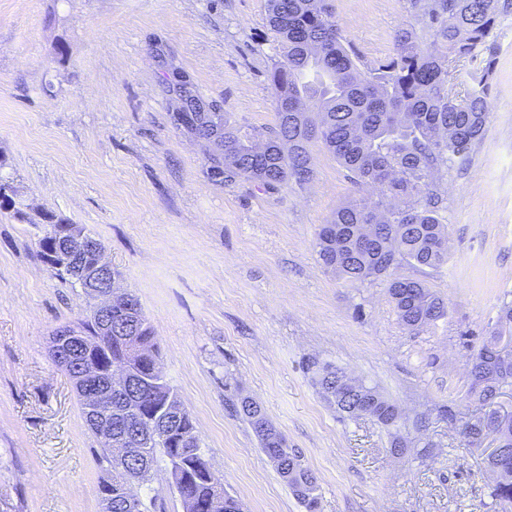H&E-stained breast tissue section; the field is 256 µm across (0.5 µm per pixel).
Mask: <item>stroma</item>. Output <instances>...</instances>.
<instances>
[{"instance_id": "1", "label": "stroma", "mask_w": 512, "mask_h": 512, "mask_svg": "<svg viewBox=\"0 0 512 512\" xmlns=\"http://www.w3.org/2000/svg\"><path fill=\"white\" fill-rule=\"evenodd\" d=\"M328 2L369 60L392 55L413 20L408 0ZM501 3L484 135L433 172L448 261L397 269L447 306L413 331L385 282L337 277L318 258L319 228L360 195L321 144L306 184L228 187L173 122L176 69L236 126L274 123L266 0H0V176L19 189L0 209V512H100L101 442L50 357L53 330L91 300L40 256L50 216L104 244L244 512H305L235 412L245 398L315 473L317 512H512L483 470L493 436L471 447L459 434L470 358L512 302V0ZM312 360L377 387L396 428L337 413ZM137 493L152 512H183L164 464Z\"/></svg>"}]
</instances>
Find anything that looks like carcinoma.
Listing matches in <instances>:
<instances>
[{"instance_id": "obj_1", "label": "carcinoma", "mask_w": 512, "mask_h": 512, "mask_svg": "<svg viewBox=\"0 0 512 512\" xmlns=\"http://www.w3.org/2000/svg\"><path fill=\"white\" fill-rule=\"evenodd\" d=\"M415 22L394 37V53L367 62L341 34L328 0H267V21L279 59L268 78L275 100L273 125L243 132L222 112H175L176 126L220 150L211 155L209 178L231 186L251 179L267 188L294 180L309 182V145L321 142L356 184L376 191L339 206L329 223L330 238L320 231L315 246L322 264L341 278L365 282L389 278L388 292L399 319L410 328L445 317L447 307L418 282L393 275L397 262L438 268L448 260L446 225L432 192V174L443 158H465L489 118L490 76L498 55L489 40L502 9L500 0H410ZM262 154H256L259 142ZM56 243L49 231L39 239L50 274L73 285L91 267L94 253L76 255L64 267L55 263ZM127 333L109 334L95 311L73 323L86 337L90 352L109 366L124 351L141 350L139 379L130 392L112 395V407L97 412L112 418V433L124 435L135 449L127 459L101 449L107 463L99 495H112V512H150L143 499L126 505L123 487L145 484L158 460L180 463L183 490L192 505L187 512H209L216 494L211 468L200 446L190 413L169 382L151 381L159 359L155 329L142 308L124 314ZM498 330L489 332L473 353L471 370L484 383L480 399L512 384V362L492 355L503 336H512V305L500 310ZM323 399L348 417L370 416L390 429L397 426L396 406L377 389L362 396H336L338 368L312 361ZM178 405L163 410L168 399ZM241 412L265 455L278 461L281 474L306 512H317V477L288 447L285 436L265 414L244 400ZM486 468L496 475L490 495L512 503V454H489Z\"/></svg>"}]
</instances>
